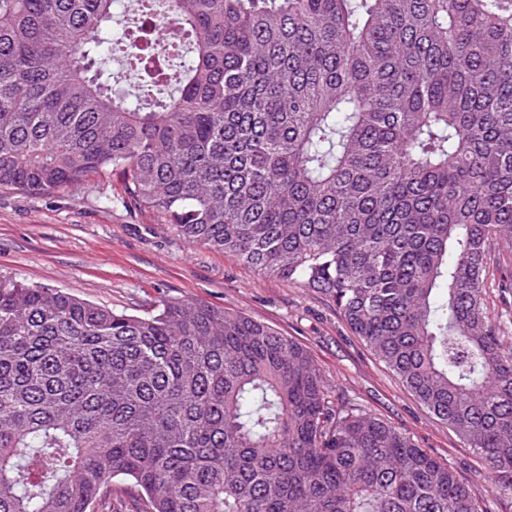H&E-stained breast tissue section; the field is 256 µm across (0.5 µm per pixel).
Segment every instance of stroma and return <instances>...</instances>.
<instances>
[{"instance_id": "obj_1", "label": "stroma", "mask_w": 512, "mask_h": 512, "mask_svg": "<svg viewBox=\"0 0 512 512\" xmlns=\"http://www.w3.org/2000/svg\"><path fill=\"white\" fill-rule=\"evenodd\" d=\"M0 276L116 312L145 316L165 300H200L263 322L309 350L333 402L381 418L448 462L482 512H512V493L491 480L478 451L374 357L329 298L190 244L130 204L117 176L45 194L0 189Z\"/></svg>"}]
</instances>
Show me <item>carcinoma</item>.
Wrapping results in <instances>:
<instances>
[{"instance_id": "1", "label": "carcinoma", "mask_w": 512, "mask_h": 512, "mask_svg": "<svg viewBox=\"0 0 512 512\" xmlns=\"http://www.w3.org/2000/svg\"><path fill=\"white\" fill-rule=\"evenodd\" d=\"M186 48L121 95L114 0H0V187L116 173L188 242L332 300L512 492V0H164ZM482 512L455 469L330 400L308 349L167 300L0 279V512ZM486 303L492 316L506 320L512 314V278L503 270L490 275V285L486 291Z\"/></svg>"}]
</instances>
